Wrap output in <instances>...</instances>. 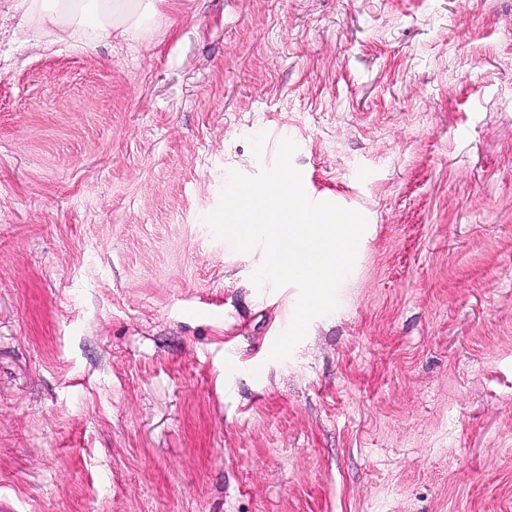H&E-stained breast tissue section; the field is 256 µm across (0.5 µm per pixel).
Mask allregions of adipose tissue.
<instances>
[{"mask_svg":"<svg viewBox=\"0 0 512 512\" xmlns=\"http://www.w3.org/2000/svg\"><path fill=\"white\" fill-rule=\"evenodd\" d=\"M15 9L21 23L36 25L50 43L71 28L85 44L112 33L136 39L162 16L157 0H55L51 7L46 0H17Z\"/></svg>","mask_w":512,"mask_h":512,"instance_id":"1","label":"adipose tissue"}]
</instances>
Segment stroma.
<instances>
[{"mask_svg":"<svg viewBox=\"0 0 512 512\" xmlns=\"http://www.w3.org/2000/svg\"><path fill=\"white\" fill-rule=\"evenodd\" d=\"M44 46L0 0V499L512 512V0H177ZM372 233L299 289L205 223L283 139Z\"/></svg>","mask_w":512,"mask_h":512,"instance_id":"stroma-1","label":"stroma"}]
</instances>
